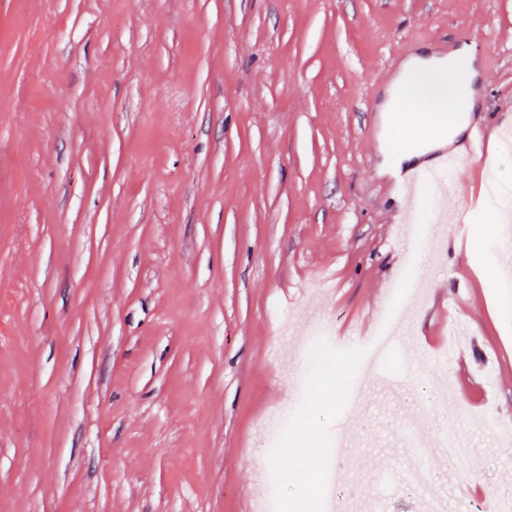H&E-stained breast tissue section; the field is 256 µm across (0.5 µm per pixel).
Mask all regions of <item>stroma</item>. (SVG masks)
<instances>
[{
    "label": "stroma",
    "instance_id": "35a3bbf8",
    "mask_svg": "<svg viewBox=\"0 0 512 512\" xmlns=\"http://www.w3.org/2000/svg\"><path fill=\"white\" fill-rule=\"evenodd\" d=\"M470 51L472 223L438 251L391 235L393 72ZM512 0H0V512H289L336 431L346 502L512 505ZM400 278L417 311L401 391L357 352ZM463 356L448 357L441 321ZM450 391L422 410V388ZM464 433L470 470L399 483L404 428ZM273 478L261 484L256 466Z\"/></svg>",
    "mask_w": 512,
    "mask_h": 512
}]
</instances>
